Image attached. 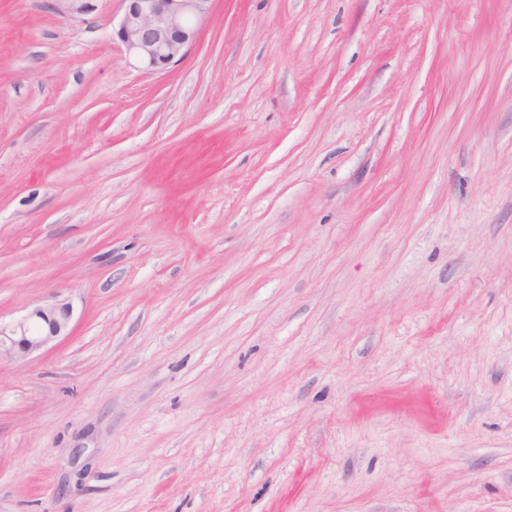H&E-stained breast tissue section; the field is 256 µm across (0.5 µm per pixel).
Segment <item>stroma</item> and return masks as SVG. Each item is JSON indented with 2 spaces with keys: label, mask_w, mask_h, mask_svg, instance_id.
Segmentation results:
<instances>
[{
  "label": "stroma",
  "mask_w": 512,
  "mask_h": 512,
  "mask_svg": "<svg viewBox=\"0 0 512 512\" xmlns=\"http://www.w3.org/2000/svg\"><path fill=\"white\" fill-rule=\"evenodd\" d=\"M122 12L0 0V512H512V0ZM94 0H50V9L62 16L71 17L75 15L85 14L94 8ZM117 40L139 68L162 73L179 62L196 41L198 25L213 0H121ZM71 318L70 304L55 302L34 307L14 323L0 320V363L25 360L68 336Z\"/></svg>",
  "instance_id": "35a3bbf8"
}]
</instances>
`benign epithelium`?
<instances>
[{
	"mask_svg": "<svg viewBox=\"0 0 512 512\" xmlns=\"http://www.w3.org/2000/svg\"><path fill=\"white\" fill-rule=\"evenodd\" d=\"M212 0H122L124 11L115 29L117 40L139 68L162 73L179 62L196 41L198 25ZM62 16L85 14L93 0H49ZM72 309L67 302L34 307L27 316L0 324V362L25 360L69 335Z\"/></svg>",
	"mask_w": 512,
	"mask_h": 512,
	"instance_id": "7a95c632",
	"label": "benign epithelium"
}]
</instances>
